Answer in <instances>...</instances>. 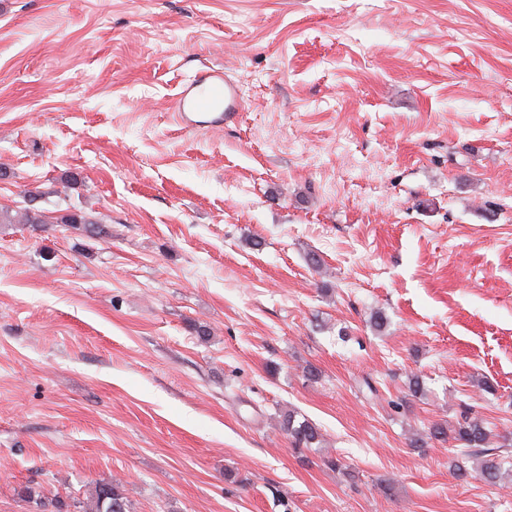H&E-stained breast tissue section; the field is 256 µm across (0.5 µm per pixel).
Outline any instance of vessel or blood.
<instances>
[{
    "label": "vessel or blood",
    "mask_w": 512,
    "mask_h": 512,
    "mask_svg": "<svg viewBox=\"0 0 512 512\" xmlns=\"http://www.w3.org/2000/svg\"><path fill=\"white\" fill-rule=\"evenodd\" d=\"M242 102L238 88L225 79L223 70L209 66L183 86L173 117L178 125L186 128H220L235 118Z\"/></svg>",
    "instance_id": "1"
}]
</instances>
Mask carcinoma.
I'll return each mask as SVG.
<instances>
[{"mask_svg":"<svg viewBox=\"0 0 512 512\" xmlns=\"http://www.w3.org/2000/svg\"><path fill=\"white\" fill-rule=\"evenodd\" d=\"M1 224H45L47 219L43 211L24 209L11 213L0 211ZM281 428L288 432L296 443L307 448L318 446L322 442L320 428L313 422L305 419L296 420V415L288 413L283 416ZM430 438L445 441L452 439L458 445L459 454L473 460V471L481 480L494 484L501 477L503 460L500 452L504 446L490 447L492 430L487 422L479 416H465L457 422L453 428L448 429L435 424L430 428ZM24 498L35 505V512H47L46 507H51L52 512H66L65 504L58 498H50L42 492L26 489ZM78 512H129V500L126 490L117 481H101L96 483L89 495L79 503Z\"/></svg>","mask_w":512,"mask_h":512,"instance_id":"1","label":"carcinoma"}]
</instances>
